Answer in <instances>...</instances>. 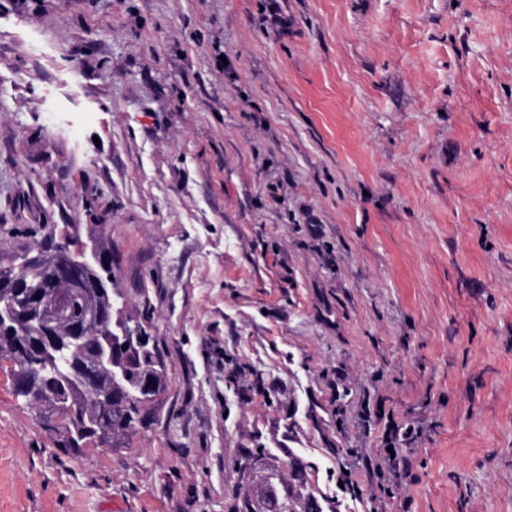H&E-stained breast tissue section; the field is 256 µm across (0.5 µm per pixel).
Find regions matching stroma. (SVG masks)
<instances>
[{"label":"stroma","instance_id":"stroma-1","mask_svg":"<svg viewBox=\"0 0 512 512\" xmlns=\"http://www.w3.org/2000/svg\"><path fill=\"white\" fill-rule=\"evenodd\" d=\"M48 228L166 387L72 456L0 361V512H512V0H0V257Z\"/></svg>","mask_w":512,"mask_h":512}]
</instances>
